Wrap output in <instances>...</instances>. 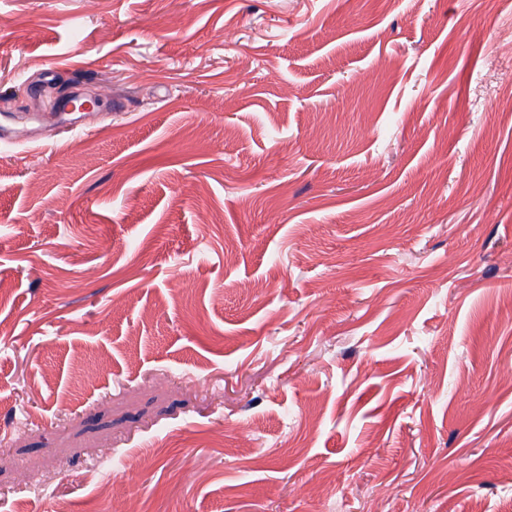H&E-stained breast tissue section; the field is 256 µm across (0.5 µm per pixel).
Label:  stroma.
Instances as JSON below:
<instances>
[{"label": "stroma", "instance_id": "35a3bbf8", "mask_svg": "<svg viewBox=\"0 0 512 512\" xmlns=\"http://www.w3.org/2000/svg\"><path fill=\"white\" fill-rule=\"evenodd\" d=\"M99 3L0 0V512H502L512 0Z\"/></svg>", "mask_w": 512, "mask_h": 512}]
</instances>
